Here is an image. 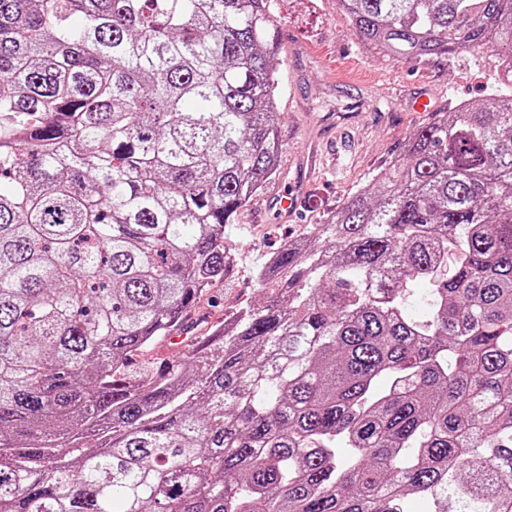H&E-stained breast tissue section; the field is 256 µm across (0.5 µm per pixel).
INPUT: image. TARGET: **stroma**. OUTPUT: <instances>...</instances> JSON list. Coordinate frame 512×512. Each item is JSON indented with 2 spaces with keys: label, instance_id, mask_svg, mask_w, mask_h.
<instances>
[{
  "label": "stroma",
  "instance_id": "obj_1",
  "mask_svg": "<svg viewBox=\"0 0 512 512\" xmlns=\"http://www.w3.org/2000/svg\"><path fill=\"white\" fill-rule=\"evenodd\" d=\"M279 44L282 152L279 170L224 231L231 270L204 294L190 335H209L235 307L261 295L254 269L285 240L313 230L402 156L428 114L406 111L397 90L425 92L438 111L481 102L499 85L486 50L427 60L396 59L364 42L336 0H270ZM301 187L296 212L277 199Z\"/></svg>",
  "mask_w": 512,
  "mask_h": 512
}]
</instances>
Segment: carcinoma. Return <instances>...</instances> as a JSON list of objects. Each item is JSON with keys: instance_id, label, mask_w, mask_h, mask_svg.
Listing matches in <instances>:
<instances>
[{"instance_id": "cac0c4a2", "label": "carcinoma", "mask_w": 512, "mask_h": 512, "mask_svg": "<svg viewBox=\"0 0 512 512\" xmlns=\"http://www.w3.org/2000/svg\"><path fill=\"white\" fill-rule=\"evenodd\" d=\"M337 2L508 91L159 368L278 170L269 0H0V512H512V0ZM185 342L174 343L171 340V337L165 340L164 342H160L152 347L147 348L145 351L139 353V355L135 356V360L137 362H142L144 360L155 363L156 365H161L163 362L176 360L180 355Z\"/></svg>"}]
</instances>
